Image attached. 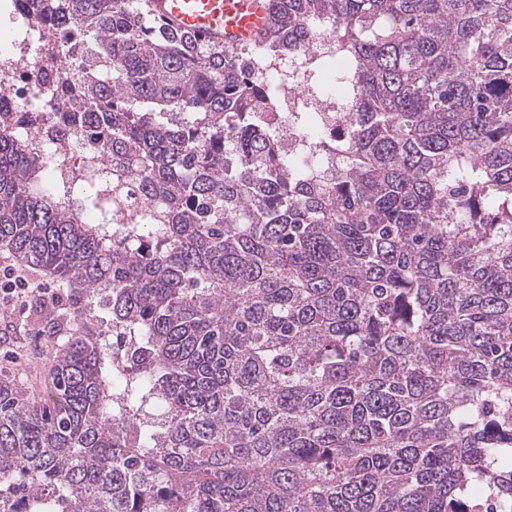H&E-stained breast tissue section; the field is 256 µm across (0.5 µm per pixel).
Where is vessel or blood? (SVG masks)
I'll use <instances>...</instances> for the list:
<instances>
[{"label": "vessel or blood", "instance_id": "b4317fda", "mask_svg": "<svg viewBox=\"0 0 512 512\" xmlns=\"http://www.w3.org/2000/svg\"><path fill=\"white\" fill-rule=\"evenodd\" d=\"M149 15L171 27L232 48L261 41L270 25L268 0H144Z\"/></svg>", "mask_w": 512, "mask_h": 512}]
</instances>
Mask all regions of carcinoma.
Here are the masks:
<instances>
[{"label": "carcinoma", "mask_w": 512, "mask_h": 512, "mask_svg": "<svg viewBox=\"0 0 512 512\" xmlns=\"http://www.w3.org/2000/svg\"><path fill=\"white\" fill-rule=\"evenodd\" d=\"M20 2L90 51L0 133V250L74 312L42 396L0 378L5 512H512V0H270L235 48ZM322 33L349 134L297 162L263 70ZM101 159L100 150L95 144L82 139H73L72 142L62 145L55 164L48 168L45 176L53 180L61 171L79 172L93 162Z\"/></svg>", "instance_id": "cac0c4a2"}]
</instances>
